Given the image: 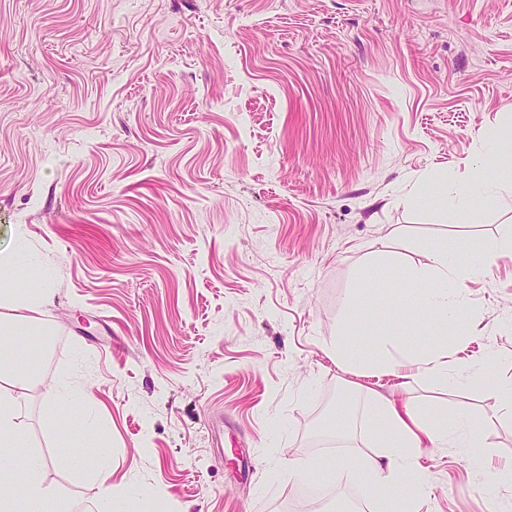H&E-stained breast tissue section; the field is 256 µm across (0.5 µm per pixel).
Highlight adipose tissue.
I'll return each instance as SVG.
<instances>
[{
    "label": "adipose tissue",
    "mask_w": 512,
    "mask_h": 512,
    "mask_svg": "<svg viewBox=\"0 0 512 512\" xmlns=\"http://www.w3.org/2000/svg\"><path fill=\"white\" fill-rule=\"evenodd\" d=\"M505 256H512V233L493 243L468 238L452 250L441 243L432 245L428 264L414 273L425 284L414 308L417 321L427 320L442 330L469 335V328L461 320L465 282L489 276ZM42 265L41 258L30 250L21 233L16 235L10 254L0 258V305L11 310L10 318L0 322V334L9 338L6 345L0 346V379H8L13 388H25L34 378L23 356L31 348V337L47 333L42 315L49 302V290L42 287L17 293L11 286L12 273L19 267ZM375 336L372 360L341 346L336 349L337 360L353 367L369 363L393 373L404 370L409 377L423 376L443 384L459 383L466 378L464 370L449 367L447 349L398 356L394 350L401 344L399 331L380 325ZM12 390L0 391V458L7 457L11 449L22 445L28 437ZM483 424V419L469 414L452 418L438 409L419 414L410 406L399 407L385 400L363 420V428L377 449L376 456L342 461L338 467L365 487L370 512H417V502L424 491V479L416 471L417 458L427 447L448 446L466 449L469 459L483 461ZM48 466L47 458L32 453L26 459L21 478L1 470L0 512H16L21 504L26 512H81L79 505L59 499L46 483L44 472Z\"/></svg>",
    "instance_id": "obj_1"
}]
</instances>
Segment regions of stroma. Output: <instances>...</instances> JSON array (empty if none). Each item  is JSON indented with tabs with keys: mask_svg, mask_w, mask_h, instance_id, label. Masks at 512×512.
Segmentation results:
<instances>
[{
	"mask_svg": "<svg viewBox=\"0 0 512 512\" xmlns=\"http://www.w3.org/2000/svg\"><path fill=\"white\" fill-rule=\"evenodd\" d=\"M512 0H0V255L24 231L48 259L47 349L26 361L28 430L4 466L107 512L90 472L112 452L111 502L141 512H270L373 453L316 413L337 389L484 419L494 462L512 417V257L467 284L477 331L449 361L473 382H403L331 359L408 329L411 270L432 244L512 232ZM495 177L470 210L442 184ZM419 187L424 203L402 197ZM495 360H488V353ZM50 386L83 398L62 446ZM98 428L83 429L85 417ZM419 512H512L458 448L419 459Z\"/></svg>",
	"mask_w": 512,
	"mask_h": 512,
	"instance_id": "obj_1",
	"label": "stroma"
}]
</instances>
